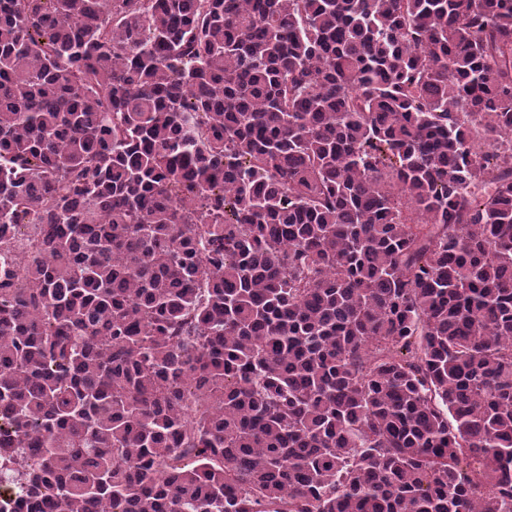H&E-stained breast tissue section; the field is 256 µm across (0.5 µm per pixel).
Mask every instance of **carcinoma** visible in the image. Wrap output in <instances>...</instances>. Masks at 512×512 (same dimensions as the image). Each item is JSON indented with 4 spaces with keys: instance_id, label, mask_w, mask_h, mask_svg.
<instances>
[{
    "instance_id": "cac0c4a2",
    "label": "carcinoma",
    "mask_w": 512,
    "mask_h": 512,
    "mask_svg": "<svg viewBox=\"0 0 512 512\" xmlns=\"http://www.w3.org/2000/svg\"><path fill=\"white\" fill-rule=\"evenodd\" d=\"M0 448L28 512H512V0H0Z\"/></svg>"
}]
</instances>
